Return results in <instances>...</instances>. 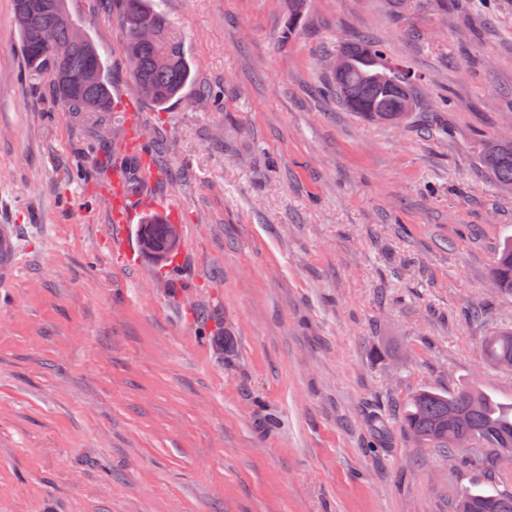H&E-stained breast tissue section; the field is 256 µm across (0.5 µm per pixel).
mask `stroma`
<instances>
[{
    "instance_id": "stroma-1",
    "label": "stroma",
    "mask_w": 512,
    "mask_h": 512,
    "mask_svg": "<svg viewBox=\"0 0 512 512\" xmlns=\"http://www.w3.org/2000/svg\"><path fill=\"white\" fill-rule=\"evenodd\" d=\"M192 61L160 110L103 0H67L107 62L111 112L31 80L0 0V512H451L512 488L484 448L415 443L412 391L512 403L483 336L512 192L480 145L512 135V0H154ZM365 32L422 75L410 123L321 93ZM221 91L223 109L199 104ZM179 227L173 263L108 238L114 173Z\"/></svg>"
}]
</instances>
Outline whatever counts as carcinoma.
Here are the masks:
<instances>
[{"label":"carcinoma","mask_w":512,"mask_h":512,"mask_svg":"<svg viewBox=\"0 0 512 512\" xmlns=\"http://www.w3.org/2000/svg\"><path fill=\"white\" fill-rule=\"evenodd\" d=\"M23 0H13L16 30L28 74L34 79L47 77L53 91L68 112H109L114 109L106 65L98 47L87 34L75 38L78 21L69 13L66 0H42L46 7L28 10ZM114 18L126 31L124 44L137 93L159 109L183 96L191 78L190 63L182 43L166 15L152 0H115ZM305 0H288V28L300 27ZM149 25L154 37L141 40L139 30ZM351 56V68L327 76L328 92L347 111L371 124L399 123L394 109L401 99L392 86L415 76L402 62L390 57L386 48L368 34H359L336 45ZM92 68L97 81L74 88L69 78ZM408 84V83H406ZM417 98L416 84H408ZM484 168L500 187L512 189V141L488 139L481 149ZM142 232L165 242L174 225L159 215L144 218ZM492 279L501 293L512 296V239L502 241L492 268ZM483 361L499 366L512 361V328L490 332L482 340ZM400 425L418 443L448 451L458 449L465 437L479 448H512V404L497 400L482 388L465 383L451 392L420 389L405 402ZM453 512H512V490L494 492L462 491Z\"/></svg>","instance_id":"carcinoma-1"}]
</instances>
